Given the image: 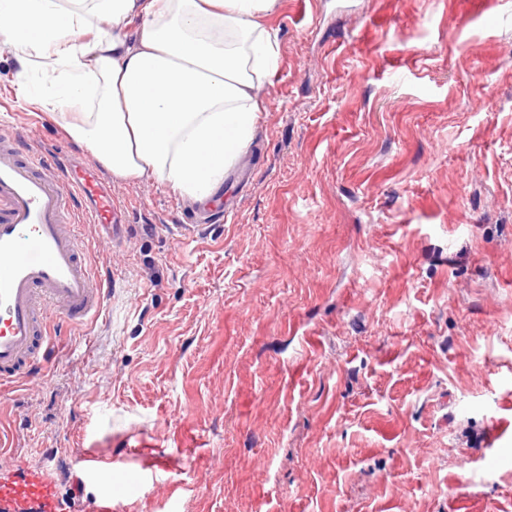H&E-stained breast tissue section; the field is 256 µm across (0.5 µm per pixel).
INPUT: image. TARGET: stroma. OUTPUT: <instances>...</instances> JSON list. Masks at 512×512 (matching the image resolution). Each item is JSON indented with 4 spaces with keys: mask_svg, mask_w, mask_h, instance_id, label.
<instances>
[{
    "mask_svg": "<svg viewBox=\"0 0 512 512\" xmlns=\"http://www.w3.org/2000/svg\"><path fill=\"white\" fill-rule=\"evenodd\" d=\"M255 140L205 208L113 181L84 227L110 288L0 391V473L121 512H512V14L487 0H277ZM0 124L84 156L21 103ZM163 455L159 482L131 490ZM78 463L100 485L101 493L95 510L98 512H112L115 510L112 507V462L84 452L80 455Z\"/></svg>",
    "mask_w": 512,
    "mask_h": 512,
    "instance_id": "obj_1",
    "label": "stroma"
}]
</instances>
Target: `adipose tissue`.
Wrapping results in <instances>:
<instances>
[{
    "label": "adipose tissue",
    "instance_id": "obj_1",
    "mask_svg": "<svg viewBox=\"0 0 512 512\" xmlns=\"http://www.w3.org/2000/svg\"><path fill=\"white\" fill-rule=\"evenodd\" d=\"M276 0H0V45L33 58L70 139L114 178H155L209 197L250 144L277 34L259 16Z\"/></svg>",
    "mask_w": 512,
    "mask_h": 512
}]
</instances>
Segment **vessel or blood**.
Instances as JSON below:
<instances>
[{
	"label": "vessel or blood",
	"instance_id": "b4317fda",
	"mask_svg": "<svg viewBox=\"0 0 512 512\" xmlns=\"http://www.w3.org/2000/svg\"><path fill=\"white\" fill-rule=\"evenodd\" d=\"M111 187L90 172L59 166L0 129V382L37 378L51 347L50 320L99 318L107 288L82 256L81 224L115 223ZM99 484L97 512H113L112 463L83 453ZM46 470L0 478V512H65Z\"/></svg>",
	"mask_w": 512,
	"mask_h": 512
}]
</instances>
